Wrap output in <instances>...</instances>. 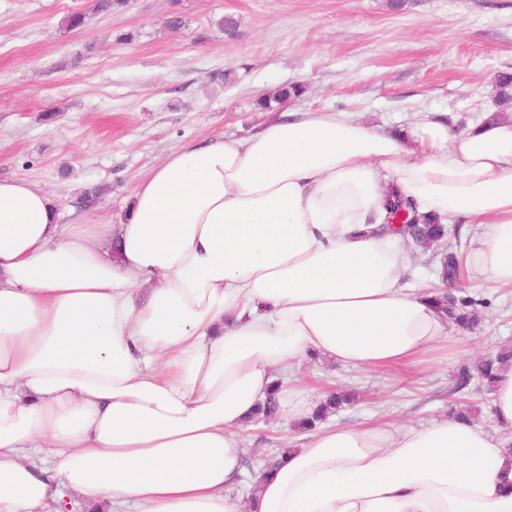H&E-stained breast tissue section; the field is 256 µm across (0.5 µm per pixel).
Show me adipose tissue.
Here are the masks:
<instances>
[{
  "mask_svg": "<svg viewBox=\"0 0 512 512\" xmlns=\"http://www.w3.org/2000/svg\"><path fill=\"white\" fill-rule=\"evenodd\" d=\"M482 225L461 260L512 288V117L394 135L282 111L247 138L174 149L125 220L62 224L0 179V512H512V445L451 417L322 425L238 507L241 431L271 387L293 422L304 361L419 363L455 323L407 287L391 193Z\"/></svg>",
  "mask_w": 512,
  "mask_h": 512,
  "instance_id": "ef3b65f1",
  "label": "adipose tissue"
}]
</instances>
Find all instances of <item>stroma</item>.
<instances>
[{"instance_id": "stroma-1", "label": "stroma", "mask_w": 512, "mask_h": 512, "mask_svg": "<svg viewBox=\"0 0 512 512\" xmlns=\"http://www.w3.org/2000/svg\"><path fill=\"white\" fill-rule=\"evenodd\" d=\"M90 0H0V177L23 178L59 202L64 224H113L136 184L176 147L221 135L247 137L278 117L257 98L304 85L297 111L347 112L380 130L441 118L457 132L497 111L496 76L512 72V0H128L109 14ZM85 12L84 26L64 18ZM179 12L180 29L168 26ZM237 23L234 35L216 26ZM230 71L229 81H213ZM96 187L95 206L80 208ZM478 227L456 224L421 250L406 245L418 278L432 256L466 251ZM479 304L448 352L411 368L362 371L306 362L315 395L345 391L347 426H423L469 409L498 427L490 391L459 387L462 368L512 347V290L462 275ZM285 417L245 431L246 499L254 478L294 435Z\"/></svg>"}]
</instances>
